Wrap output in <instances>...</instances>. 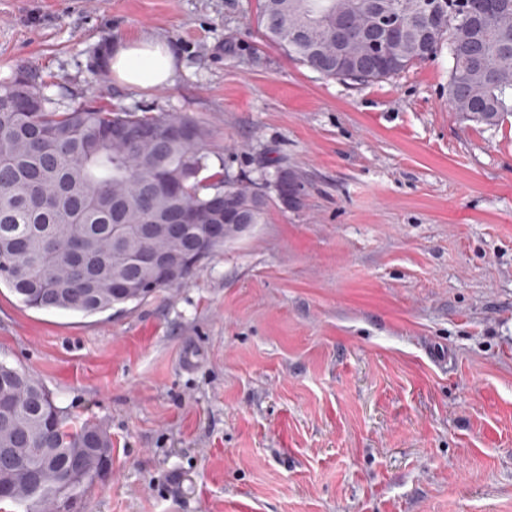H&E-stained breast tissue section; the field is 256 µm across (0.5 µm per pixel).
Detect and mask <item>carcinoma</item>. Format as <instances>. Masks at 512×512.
Masks as SVG:
<instances>
[{
  "label": "carcinoma",
  "instance_id": "1",
  "mask_svg": "<svg viewBox=\"0 0 512 512\" xmlns=\"http://www.w3.org/2000/svg\"><path fill=\"white\" fill-rule=\"evenodd\" d=\"M403 25L423 19L437 30L433 41L411 36L377 47L362 37L374 25L371 3ZM265 38L327 78L358 83L398 75L437 55L448 44V103L467 119L496 126L512 115V0L491 13L461 12L435 0H262ZM154 129L150 138L138 136ZM172 128L185 130L170 136ZM209 131L183 112L139 115L101 106L60 108L24 75L0 83V284L29 308L104 313L139 302L171 284L139 260L164 253L183 268V282L198 269V255L224 245L205 225L224 223L215 193L227 191L248 223L260 224L268 188L286 186L243 172L229 181L225 170L201 179L209 168ZM191 212L198 223L183 234L132 235L112 241V224L135 229L167 224ZM139 282L128 291L116 285ZM0 481L7 500L24 512H56L55 493L68 484L80 494L93 485L85 474L112 458V438L99 425L72 421L38 380L0 363ZM79 459L84 476L69 471Z\"/></svg>",
  "mask_w": 512,
  "mask_h": 512
}]
</instances>
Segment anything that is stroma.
Returning <instances> with one entry per match:
<instances>
[{
	"label": "stroma",
	"instance_id": "stroma-1",
	"mask_svg": "<svg viewBox=\"0 0 512 512\" xmlns=\"http://www.w3.org/2000/svg\"><path fill=\"white\" fill-rule=\"evenodd\" d=\"M259 0H0V82L204 123L211 171L300 191L186 285L94 316L0 286V362L112 437L74 512H512V117L448 54L372 84L266 42ZM148 34L172 84L117 81ZM108 64L119 82L142 89L167 86L177 72L174 48L148 35L117 43L111 49Z\"/></svg>",
	"mask_w": 512,
	"mask_h": 512
}]
</instances>
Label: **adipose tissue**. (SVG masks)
<instances>
[{"mask_svg": "<svg viewBox=\"0 0 512 512\" xmlns=\"http://www.w3.org/2000/svg\"><path fill=\"white\" fill-rule=\"evenodd\" d=\"M108 64L119 82L142 89L169 85L177 72L174 48L148 35L117 43L111 49Z\"/></svg>", "mask_w": 512, "mask_h": 512, "instance_id": "ef3b65f1", "label": "adipose tissue"}]
</instances>
